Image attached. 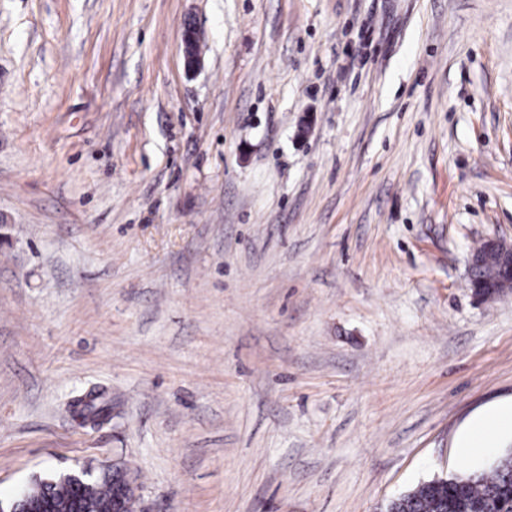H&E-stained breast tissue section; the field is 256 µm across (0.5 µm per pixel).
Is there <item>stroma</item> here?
<instances>
[{
  "instance_id": "stroma-1",
  "label": "stroma",
  "mask_w": 512,
  "mask_h": 512,
  "mask_svg": "<svg viewBox=\"0 0 512 512\" xmlns=\"http://www.w3.org/2000/svg\"><path fill=\"white\" fill-rule=\"evenodd\" d=\"M0 215V499L121 461L135 512H381L489 469L512 0H0ZM486 241L490 242V248L487 252V258L489 260L495 259L498 264L502 274V281L506 284H510L512 281V249L510 245H507L500 238H489ZM478 262V259L475 257L474 253L470 257L469 261V277H472L473 274L476 280L482 283L485 286L491 285L497 288H482L485 291L493 292L495 294L494 298L500 296L507 288H512V284L506 285L505 283L499 280V272L498 268L492 264H485L484 266L479 267L475 273L474 268ZM492 289V291H491ZM512 437V400L475 415L459 436L456 448L461 459L472 460L494 448L500 437Z\"/></svg>"
}]
</instances>
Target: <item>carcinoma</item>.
<instances>
[{
    "label": "carcinoma",
    "instance_id": "1",
    "mask_svg": "<svg viewBox=\"0 0 512 512\" xmlns=\"http://www.w3.org/2000/svg\"><path fill=\"white\" fill-rule=\"evenodd\" d=\"M474 276L469 285L480 299L485 295L477 288L479 282L493 286L497 297L508 288L499 280L498 268L492 264L479 267ZM29 494L37 501L49 496L72 508L112 512L116 492L112 479L99 475L90 481L87 493L77 503L73 481L59 474L39 480ZM385 512H512V451L504 452L488 472L450 473L432 479L389 501Z\"/></svg>",
    "mask_w": 512,
    "mask_h": 512
}]
</instances>
